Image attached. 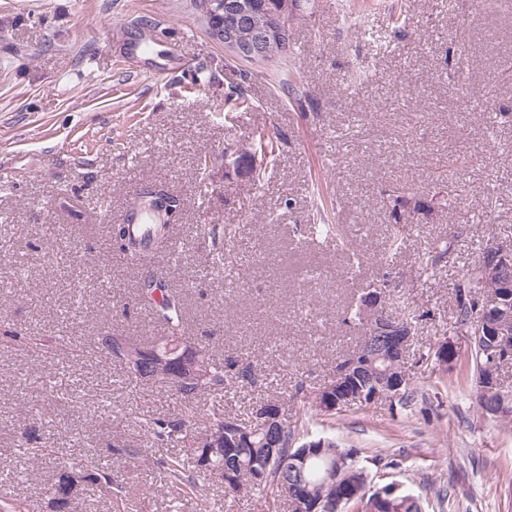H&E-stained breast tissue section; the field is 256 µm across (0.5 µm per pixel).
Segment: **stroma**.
<instances>
[{
	"label": "stroma",
	"mask_w": 512,
	"mask_h": 512,
	"mask_svg": "<svg viewBox=\"0 0 512 512\" xmlns=\"http://www.w3.org/2000/svg\"><path fill=\"white\" fill-rule=\"evenodd\" d=\"M350 2L293 0L289 52L251 64L210 36L195 0H0V337L72 341L35 360L0 340V512H53L50 467L11 437L44 388L68 405L37 434L69 455L71 430H84L127 479L126 512H285L269 495L223 502L204 478L202 511L155 482L143 408L164 411L167 394L133 396L100 357V325L162 333L136 297L142 266L106 244L146 186L179 204L173 251L145 264L185 293L188 336L257 364L258 387L225 413L279 393L299 430L356 451L369 489L398 483L424 512H512V425L481 413L470 382L435 356L445 340L467 350L454 288L487 247L512 243V0H378L356 17ZM238 86L255 109L231 125L224 102ZM264 128L280 153L258 184ZM455 150L466 168L448 164ZM393 188L415 212L387 262ZM199 224L216 226L238 269L210 266ZM310 224L337 225L358 262L304 242ZM382 282L424 314L405 359L409 399L335 415L301 405L298 386L331 381L358 343L343 310ZM118 443L141 449L119 460Z\"/></svg>",
	"instance_id": "stroma-1"
}]
</instances>
